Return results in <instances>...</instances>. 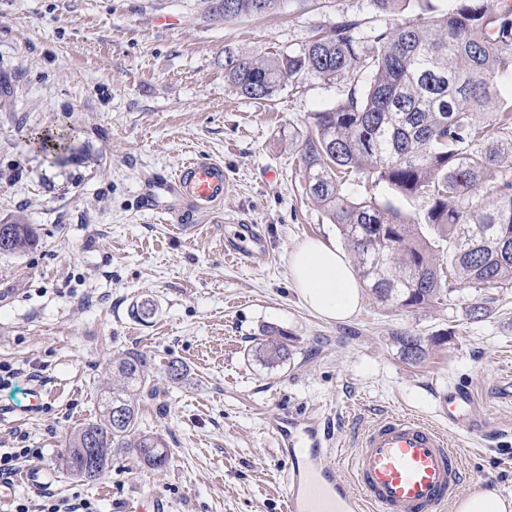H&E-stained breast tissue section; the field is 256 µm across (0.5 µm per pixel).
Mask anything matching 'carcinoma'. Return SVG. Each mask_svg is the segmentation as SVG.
<instances>
[{
    "instance_id": "cac0c4a2",
    "label": "carcinoma",
    "mask_w": 512,
    "mask_h": 512,
    "mask_svg": "<svg viewBox=\"0 0 512 512\" xmlns=\"http://www.w3.org/2000/svg\"><path fill=\"white\" fill-rule=\"evenodd\" d=\"M278 0H208L230 21L272 13ZM402 0H374L396 16L361 40L364 22L341 16L328 31L297 50L269 59L227 53L225 77L241 95L270 100L305 78L338 81L356 68L369 72L335 106L315 113L302 147L307 189L351 246L353 261L377 299L425 308L442 296L447 279L472 288L512 282V180L486 191L489 173L512 167V98L500 79L512 76V6L505 0H456L453 8L414 17ZM365 179L424 209L403 215L387 201L359 200L343 191ZM8 248L37 244L24 217L9 221ZM448 242V267L437 243ZM256 354L268 365L289 359L288 334L269 326ZM403 357L423 359L422 337H396ZM115 382L104 392L97 419L71 431L62 455L69 475L94 481L118 453H132L151 469L166 466L169 451L156 434L138 430L137 402L148 389L153 363L140 351L112 359Z\"/></svg>"
}]
</instances>
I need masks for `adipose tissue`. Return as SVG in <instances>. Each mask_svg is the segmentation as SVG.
Instances as JSON below:
<instances>
[{
    "instance_id": "obj_1",
    "label": "adipose tissue",
    "mask_w": 512,
    "mask_h": 512,
    "mask_svg": "<svg viewBox=\"0 0 512 512\" xmlns=\"http://www.w3.org/2000/svg\"><path fill=\"white\" fill-rule=\"evenodd\" d=\"M288 268L303 304L330 320H345L360 308L362 287L355 269L336 246L310 239L290 254Z\"/></svg>"
}]
</instances>
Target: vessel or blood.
Instances as JSON below:
<instances>
[{
	"label": "vessel or blood",
	"instance_id": "b4317fda",
	"mask_svg": "<svg viewBox=\"0 0 512 512\" xmlns=\"http://www.w3.org/2000/svg\"><path fill=\"white\" fill-rule=\"evenodd\" d=\"M178 221L212 213L224 203L227 182L223 163L199 158L156 186ZM225 246L249 258L267 252L260 235L225 237ZM450 421L470 433L467 417L474 404L471 390L456 386L446 398ZM310 447L296 454L297 434ZM275 435L288 458L285 512H446L460 493L463 466L447 434L412 414H391L371 424L353 451L335 447L330 434L315 425H299L280 416Z\"/></svg>",
	"mask_w": 512,
	"mask_h": 512
}]
</instances>
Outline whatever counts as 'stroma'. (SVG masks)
I'll return each instance as SVG.
<instances>
[{
	"mask_svg": "<svg viewBox=\"0 0 512 512\" xmlns=\"http://www.w3.org/2000/svg\"><path fill=\"white\" fill-rule=\"evenodd\" d=\"M346 13L387 26L372 0H280L265 17H212L204 0H0V222L23 214L39 244L0 256V449L39 448L21 463L0 512L44 493L122 512L153 489L167 512H284L272 423L318 422L352 449L364 427L412 413L446 430L462 453V493L488 485L512 497V283L445 285L440 304L398 308L364 291L345 321L309 310L288 257L308 239L348 245L306 190L302 145L316 112L368 76L305 78L272 100L242 96L224 78L226 51L255 59L299 49ZM168 17L165 26L158 17ZM65 134L59 156L35 138ZM224 165L222 213L192 230L143 197L192 157ZM263 234L260 266L224 252L222 215ZM153 301L145 319L136 308ZM490 313L470 319L472 303ZM287 331L291 356L271 367L252 348L263 326ZM423 337L420 363L397 333ZM142 351L155 364L140 427L161 435L156 471L129 454L88 482L60 464L71 431L98 414L112 357ZM182 361L183 384L164 368ZM468 386L480 435L449 425L442 401Z\"/></svg>",
	"mask_w": 512,
	"mask_h": 512,
	"instance_id": "35a3bbf8",
	"label": "stroma"
}]
</instances>
